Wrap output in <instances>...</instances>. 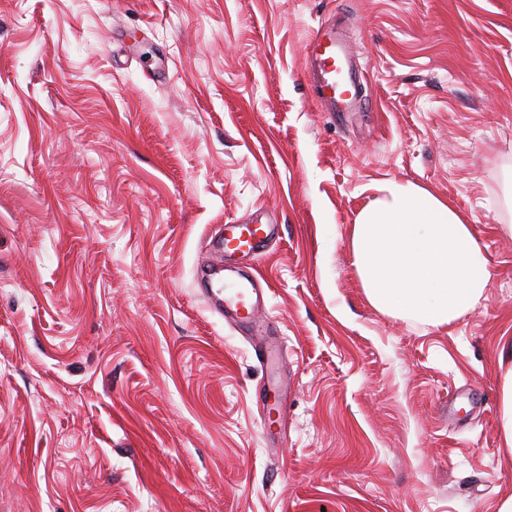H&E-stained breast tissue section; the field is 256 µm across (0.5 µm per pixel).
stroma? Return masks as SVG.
<instances>
[{
  "instance_id": "1",
  "label": "stroma",
  "mask_w": 512,
  "mask_h": 512,
  "mask_svg": "<svg viewBox=\"0 0 512 512\" xmlns=\"http://www.w3.org/2000/svg\"><path fill=\"white\" fill-rule=\"evenodd\" d=\"M323 24L350 112L314 92ZM510 165L512 0H0V512H498ZM387 180L485 246L450 324L361 287L348 231ZM251 222L260 337L196 279ZM307 55L316 63V90L333 102L347 106L361 89L359 76L349 64L350 48L336 38L335 29H319L309 39ZM274 229L272 224H224V255L256 254Z\"/></svg>"
}]
</instances>
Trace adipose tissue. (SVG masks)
<instances>
[{"instance_id": "obj_1", "label": "adipose tissue", "mask_w": 512, "mask_h": 512, "mask_svg": "<svg viewBox=\"0 0 512 512\" xmlns=\"http://www.w3.org/2000/svg\"><path fill=\"white\" fill-rule=\"evenodd\" d=\"M353 265L376 308L450 324L485 295L491 272L482 242L435 192L387 181L350 229Z\"/></svg>"}]
</instances>
